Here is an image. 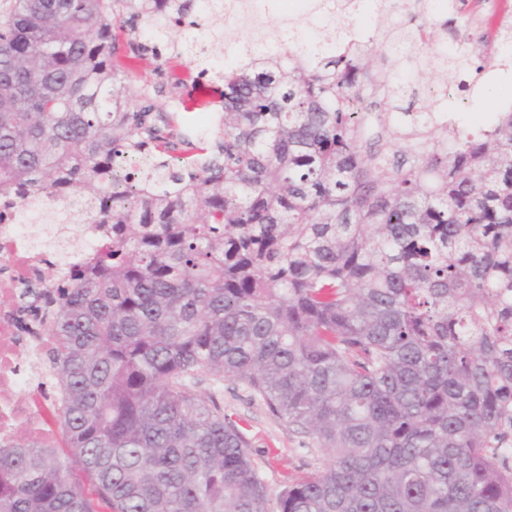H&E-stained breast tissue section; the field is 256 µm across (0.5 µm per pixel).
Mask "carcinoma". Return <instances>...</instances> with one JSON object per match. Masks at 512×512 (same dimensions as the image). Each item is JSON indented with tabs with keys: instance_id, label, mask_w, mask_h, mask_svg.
Here are the masks:
<instances>
[{
	"instance_id": "obj_1",
	"label": "carcinoma",
	"mask_w": 512,
	"mask_h": 512,
	"mask_svg": "<svg viewBox=\"0 0 512 512\" xmlns=\"http://www.w3.org/2000/svg\"><path fill=\"white\" fill-rule=\"evenodd\" d=\"M404 2L432 33L394 43L433 49L448 22ZM140 19L201 25L192 0H16L0 24V201L77 189L100 241L19 296V334L55 337L64 447L0 444V512H268L198 391L224 380L326 456L279 512H512V111L450 128L400 111L367 46L287 50L216 74L218 139L192 140L128 107L115 25L163 57Z\"/></svg>"
}]
</instances>
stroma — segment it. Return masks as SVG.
Wrapping results in <instances>:
<instances>
[{"mask_svg": "<svg viewBox=\"0 0 512 512\" xmlns=\"http://www.w3.org/2000/svg\"><path fill=\"white\" fill-rule=\"evenodd\" d=\"M456 3L463 13L477 20L470 31L472 43L481 49L496 47L501 24L512 22V0H456ZM254 4L255 12L227 20L224 31L217 36L203 30H173V41L193 40L204 46V54L197 57L185 55L171 61L148 55L138 58L129 47H121L114 61L128 73L131 108H138L147 101L165 114L170 110V101H178V116L184 130L196 138H214L222 111L220 94L224 84L218 80L209 82V102L201 104L193 94L197 73L204 68L224 70L226 53L237 52L244 43L252 46L257 57L275 52L276 46L267 34L268 27L292 30L296 27V18H312L313 14L311 0H254ZM397 66L413 87L412 93L403 94V103L427 107L433 99L446 97L448 111L453 112L460 126L472 132L487 128L498 113L512 111L511 84L498 86L491 99L486 98L483 87L463 96L446 95L435 76L428 72V55L401 57ZM88 220V215L81 210H59L34 224V242L51 260L67 262L78 254L80 241L75 232ZM201 392L213 394L225 415L235 422L248 441L268 489L269 512H278L279 493L289 483L322 467L324 457L315 451L314 440L273 415L263 401L254 398L240 383L228 380L213 390L202 387Z\"/></svg>", "mask_w": 512, "mask_h": 512, "instance_id": "stroma-1", "label": "stroma"}]
</instances>
